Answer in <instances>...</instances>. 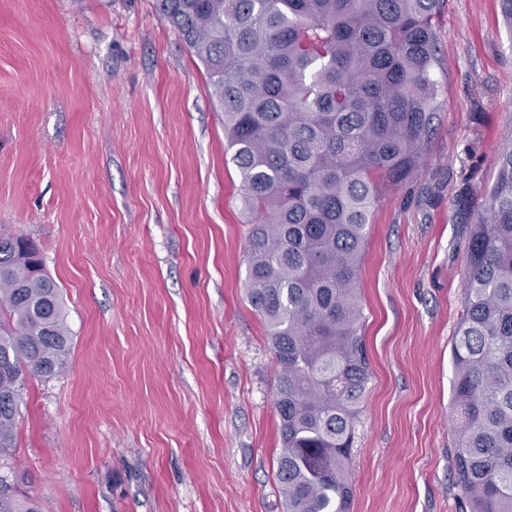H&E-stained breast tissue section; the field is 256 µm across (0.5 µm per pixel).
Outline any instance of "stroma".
Masks as SVG:
<instances>
[{
	"label": "stroma",
	"mask_w": 512,
	"mask_h": 512,
	"mask_svg": "<svg viewBox=\"0 0 512 512\" xmlns=\"http://www.w3.org/2000/svg\"><path fill=\"white\" fill-rule=\"evenodd\" d=\"M423 167L382 188L358 282L372 372L351 512H463L451 345L512 139V24L445 0ZM202 63L157 0H0V237L39 248L70 351L27 372L13 475L42 512H285L253 216Z\"/></svg>",
	"instance_id": "35a3bbf8"
}]
</instances>
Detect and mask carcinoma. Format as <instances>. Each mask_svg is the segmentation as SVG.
<instances>
[{
	"label": "carcinoma",
	"mask_w": 512,
	"mask_h": 512,
	"mask_svg": "<svg viewBox=\"0 0 512 512\" xmlns=\"http://www.w3.org/2000/svg\"><path fill=\"white\" fill-rule=\"evenodd\" d=\"M444 0H158L204 64L256 215L248 299L281 373L286 512H350L346 477L370 377L358 275L384 183L424 159L436 118ZM22 236L0 237V468H11L24 372L62 369L59 288ZM453 344L454 484L470 512H512V142L467 248ZM0 512H41L0 476Z\"/></svg>",
	"instance_id": "cac0c4a2"
}]
</instances>
